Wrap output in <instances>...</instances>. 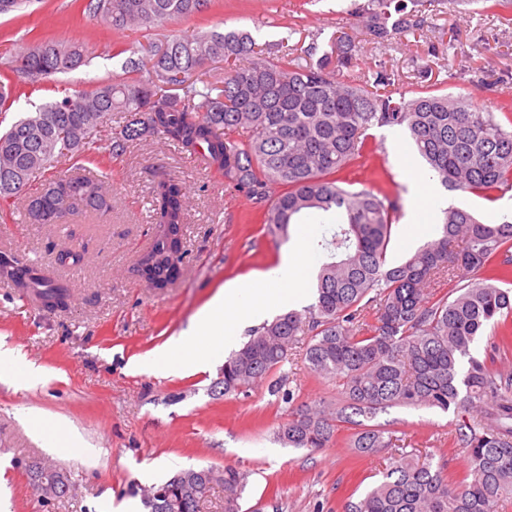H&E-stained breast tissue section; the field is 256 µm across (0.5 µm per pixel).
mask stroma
<instances>
[{"label":"stroma","instance_id":"35a3bbf8","mask_svg":"<svg viewBox=\"0 0 512 512\" xmlns=\"http://www.w3.org/2000/svg\"><path fill=\"white\" fill-rule=\"evenodd\" d=\"M419 2L422 27L386 47L368 39L354 0H210L203 12L157 28L152 36L163 41L196 31L243 30L303 64L310 46L327 50L345 34L354 46L350 81L384 69L402 91L428 84L441 93L468 94L491 112L512 109V23L477 0ZM40 39L81 43L90 62L21 97L6 122L50 101L57 88L85 89L111 80L123 63L117 51L133 36L82 15L72 0H33L0 16V75L9 74L19 46ZM121 123V116H113L96 152L82 160L85 175L104 177L107 210L81 206L61 223L37 224L23 204L0 207V251L37 267L69 293L65 308H34L27 292L0 273V342L46 372L43 382L31 385L0 376V512H113L123 501H143L151 487L184 467L224 465L247 476L241 512H343L348 500L381 477L387 462L355 456L344 428L320 450L276 440L278 424L301 405L338 396L333 382L308 369L304 345H296L281 367L285 382L279 394L263 381L223 396L219 365L195 374L128 367L184 328L224 282H250L295 245L307 252L299 279L312 291L319 266L314 245L324 217L306 214L287 237H272L257 205L228 188L223 171L173 141L150 137L113 156L112 132ZM369 147L366 158L339 177L397 200L389 264L439 234L444 207L473 209L489 224L512 207L508 188L495 201L440 185L427 190L430 177L403 130L372 129ZM158 173L188 191L180 270L160 289L137 272L139 257L153 243L149 210ZM407 224L424 227L410 245L403 236ZM66 248L80 252L79 265L58 264ZM40 419L53 424L52 433L37 428ZM376 422L393 430L407 451L445 464L449 480L465 475L467 458L454 440L453 412L397 407ZM71 434L79 447L69 446ZM31 459L66 471L70 492L42 501L22 467Z\"/></svg>","mask_w":512,"mask_h":512}]
</instances>
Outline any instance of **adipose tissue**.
Returning <instances> with one entry per match:
<instances>
[{
    "label": "adipose tissue",
    "instance_id": "obj_1",
    "mask_svg": "<svg viewBox=\"0 0 512 512\" xmlns=\"http://www.w3.org/2000/svg\"><path fill=\"white\" fill-rule=\"evenodd\" d=\"M302 248L282 253L278 265L268 270L260 279L250 285L227 283L212 295L197 312L187 328L174 334L162 347L149 356L130 361L135 371L159 372L176 369L190 372L203 368L215 361L214 351H204L193 357L172 361L173 352L198 345L212 339L226 342L241 320L257 322L268 314L269 301L301 303L304 294L295 284L296 274L303 261Z\"/></svg>",
    "mask_w": 512,
    "mask_h": 512
}]
</instances>
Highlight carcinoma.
I'll return each instance as SVG.
<instances>
[{"instance_id":"obj_1","label":"carcinoma","mask_w":512,"mask_h":512,"mask_svg":"<svg viewBox=\"0 0 512 512\" xmlns=\"http://www.w3.org/2000/svg\"><path fill=\"white\" fill-rule=\"evenodd\" d=\"M208 0H87L85 10L114 29L149 32L201 12ZM370 40L389 44L419 29L423 16L403 0H367L356 6ZM336 57L318 48L314 63L270 56L247 32L206 31L165 41L138 39L122 73L106 83L69 92L25 113L0 132V200L23 198L36 177L61 159L94 148L112 114H124L112 140L119 154L146 136L162 135L224 171L231 189L263 209L267 230L285 237L297 217L312 209L343 217L318 241L320 267L314 302L252 330L251 338L224 361V394L241 393L287 360L301 337H310L309 369L336 383L334 406H301L276 430L294 448H325L344 425L353 429L358 456L394 459L382 478L346 512H499L512 501V373L494 370L472 355L488 324L494 347L512 341V221L485 224L467 208L442 210L440 234L403 262L386 264L395 201L371 189L354 190L335 178L363 157L368 131L401 127L446 187L484 198L512 185V113L504 118L464 95L394 88L385 71L352 84L343 70L352 45L340 35ZM15 72L35 86L86 62L75 42L40 41L18 51ZM221 63L223 71L211 66ZM19 96L0 84V114ZM281 187L271 197L268 189ZM99 209L102 184L76 174L28 204L42 224H57L74 206ZM186 190L160 176L152 196L153 244L139 263L150 262L156 286L172 278L181 259ZM0 272L35 291L44 307L65 304L68 291L0 252ZM455 279L456 296H438ZM394 407L457 413L455 440L468 458L467 477L448 485L445 467L416 458L393 432L370 424ZM224 489V512H240L246 476L232 466L206 467L196 488L169 478L170 500L150 512H200L215 487Z\"/></svg>"}]
</instances>
